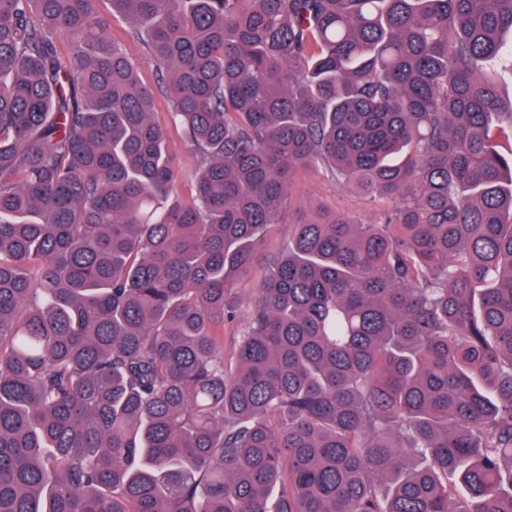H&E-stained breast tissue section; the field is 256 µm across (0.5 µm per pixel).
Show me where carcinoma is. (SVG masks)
<instances>
[{
  "mask_svg": "<svg viewBox=\"0 0 512 512\" xmlns=\"http://www.w3.org/2000/svg\"><path fill=\"white\" fill-rule=\"evenodd\" d=\"M508 34L512 0H0V512H512ZM315 171L388 208L299 210L243 304ZM125 28V24L121 22H115L114 25H112V34L124 36L125 45L128 53L142 62L140 72L142 79L147 83L154 84V67L146 61L147 55L144 48L138 42L131 40L129 37L125 35ZM154 112L153 119L165 130L170 147L176 155L179 168L183 173V177L174 186L173 195L183 204L191 205L195 198L191 175L197 167V157L185 142L182 131L172 124L168 101L160 92L157 93V105ZM290 231L291 224H288V212L279 224H270L258 259L242 276L243 280L238 287L244 303L248 302L253 294V288H255L264 277V261L266 256L277 255L284 250L288 242Z\"/></svg>",
  "mask_w": 512,
  "mask_h": 512,
  "instance_id": "obj_1",
  "label": "carcinoma"
}]
</instances>
